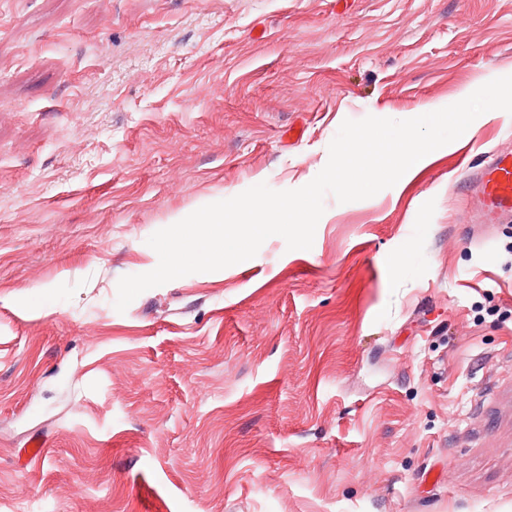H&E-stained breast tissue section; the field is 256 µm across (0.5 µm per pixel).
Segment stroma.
Segmentation results:
<instances>
[{"instance_id":"35a3bbf8","label":"stroma","mask_w":512,"mask_h":512,"mask_svg":"<svg viewBox=\"0 0 512 512\" xmlns=\"http://www.w3.org/2000/svg\"><path fill=\"white\" fill-rule=\"evenodd\" d=\"M507 75L512 0H0V512H512V223L463 191L511 114L114 306L170 213Z\"/></svg>"}]
</instances>
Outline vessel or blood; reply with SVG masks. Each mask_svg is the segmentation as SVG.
<instances>
[{"mask_svg":"<svg viewBox=\"0 0 512 512\" xmlns=\"http://www.w3.org/2000/svg\"><path fill=\"white\" fill-rule=\"evenodd\" d=\"M468 194L477 202L475 224H502L512 219V150L494 154L468 176Z\"/></svg>","mask_w":512,"mask_h":512,"instance_id":"obj_1","label":"vessel or blood"}]
</instances>
